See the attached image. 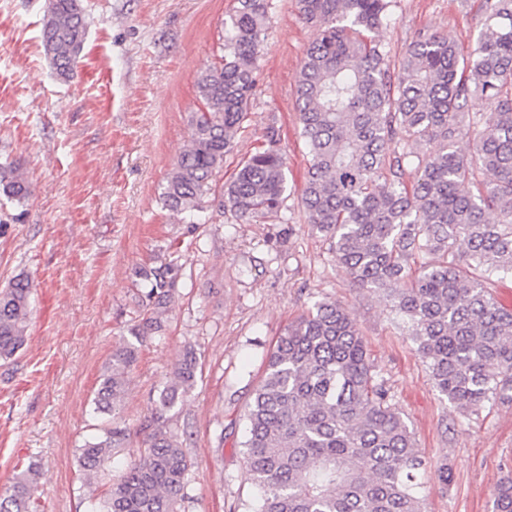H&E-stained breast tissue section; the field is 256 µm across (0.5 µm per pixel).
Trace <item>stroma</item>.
Listing matches in <instances>:
<instances>
[{
	"label": "stroma",
	"instance_id": "35a3bbf8",
	"mask_svg": "<svg viewBox=\"0 0 512 512\" xmlns=\"http://www.w3.org/2000/svg\"><path fill=\"white\" fill-rule=\"evenodd\" d=\"M44 0H0V163L23 169L31 193L0 196V289L32 284L17 359L0 364V491L16 464L41 474L38 512H87L78 450L95 435L92 400L112 351L139 320L136 268L176 254L182 266L165 327L138 350L121 415L133 428L99 479L106 495L140 447L135 430L175 365L194 348L192 391L170 413L191 462L184 512H241L244 414L268 352L315 302L342 304L355 321L391 401L432 467L425 512H491L512 468V405L465 416L440 395L391 301L355 287L301 205L308 155L295 87L314 30L296 0H274L249 120L212 184L231 181L275 124L288 189L275 220L236 223L213 195L192 228L158 198L187 147L198 73L216 60L231 0H84L88 35L69 80L41 47ZM482 0H395L377 39L392 59L423 31L472 51ZM447 464L440 481L436 465Z\"/></svg>",
	"mask_w": 512,
	"mask_h": 512
}]
</instances>
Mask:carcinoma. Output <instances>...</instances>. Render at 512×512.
Wrapping results in <instances>:
<instances>
[{
	"label": "carcinoma",
	"instance_id": "1",
	"mask_svg": "<svg viewBox=\"0 0 512 512\" xmlns=\"http://www.w3.org/2000/svg\"><path fill=\"white\" fill-rule=\"evenodd\" d=\"M393 0H297L315 28L295 89L308 147L301 203L330 241L334 262L361 288L382 291L426 359L439 393L466 414L512 404V312L498 307L492 277L512 274V0H484L470 55L448 35L422 32L400 66L375 40ZM272 0H233L217 61L196 80L199 108L185 151L162 184L163 208L203 221V197L248 121ZM44 52L58 77L77 68L87 39L83 0H45ZM478 103L493 113L474 111ZM275 124L220 189V207L244 222L278 218L287 163ZM438 142L436 151L429 149ZM0 194H30L25 172L0 164ZM431 260L415 265L416 257ZM178 257L135 276L149 285L135 342L112 351L93 413L112 421L78 449L88 512H181L189 463L169 413L194 387L186 350L137 434L143 447L104 499L95 478L130 438L120 406L137 343L164 329ZM31 287L0 290V360L25 340ZM241 442L256 490L244 512H425L419 478L428 463L390 401L357 326L336 302H317L267 355ZM38 473L18 470L0 512H37ZM492 512H512V471Z\"/></svg>",
	"mask_w": 512,
	"mask_h": 512
}]
</instances>
